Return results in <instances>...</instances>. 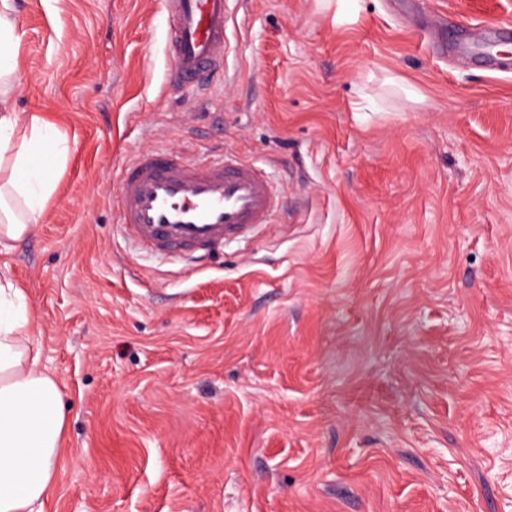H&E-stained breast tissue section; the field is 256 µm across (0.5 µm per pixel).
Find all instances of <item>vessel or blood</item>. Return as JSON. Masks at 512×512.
Instances as JSON below:
<instances>
[{
  "label": "vessel or blood",
  "mask_w": 512,
  "mask_h": 512,
  "mask_svg": "<svg viewBox=\"0 0 512 512\" xmlns=\"http://www.w3.org/2000/svg\"><path fill=\"white\" fill-rule=\"evenodd\" d=\"M228 0H162L169 20L168 83L189 89L224 74ZM118 212L144 251L213 260L226 241L271 223L279 194L253 163L231 156L202 164L144 150L124 165Z\"/></svg>",
  "instance_id": "obj_1"
}]
</instances>
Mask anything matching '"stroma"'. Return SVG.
Masks as SVG:
<instances>
[{"mask_svg":"<svg viewBox=\"0 0 512 512\" xmlns=\"http://www.w3.org/2000/svg\"><path fill=\"white\" fill-rule=\"evenodd\" d=\"M15 107L63 136L0 251L66 415L47 512H512V0H230L229 73L173 98L160 0H12ZM258 162L221 259L137 251V151Z\"/></svg>","mask_w":512,"mask_h":512,"instance_id":"35a3bbf8","label":"stroma"}]
</instances>
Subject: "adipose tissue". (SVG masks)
I'll return each instance as SVG.
<instances>
[{
	"label": "adipose tissue",
	"mask_w": 512,
	"mask_h": 512,
	"mask_svg": "<svg viewBox=\"0 0 512 512\" xmlns=\"http://www.w3.org/2000/svg\"><path fill=\"white\" fill-rule=\"evenodd\" d=\"M20 43L7 0H0V239L12 242L40 223L62 154L41 113L15 109ZM64 428L60 388L32 344L26 298L0 283V512H45Z\"/></svg>",
	"instance_id": "obj_1"
}]
</instances>
